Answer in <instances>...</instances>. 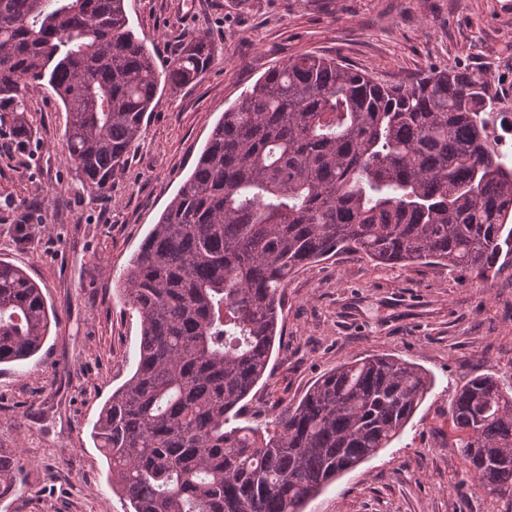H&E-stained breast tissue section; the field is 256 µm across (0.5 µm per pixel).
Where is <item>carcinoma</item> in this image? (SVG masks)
<instances>
[{
    "mask_svg": "<svg viewBox=\"0 0 512 512\" xmlns=\"http://www.w3.org/2000/svg\"><path fill=\"white\" fill-rule=\"evenodd\" d=\"M202 36L158 69L125 0H0V109L49 87L67 112V160L104 189L141 139L160 86L197 81ZM487 82L432 70L381 84L317 54L272 68L224 111L194 172L119 280L141 320L133 375L91 437L133 512H303L384 448L432 382L390 355L346 362L273 429L229 425L266 373L288 276L340 252L486 278L512 245V165L488 146ZM51 324L40 286L0 261V364H22ZM448 419L469 481L512 490V388L465 383ZM23 470L0 448V497Z\"/></svg>",
    "mask_w": 512,
    "mask_h": 512,
    "instance_id": "obj_1",
    "label": "carcinoma"
}]
</instances>
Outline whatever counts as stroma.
I'll return each mask as SVG.
<instances>
[{"label":"stroma","instance_id":"stroma-1","mask_svg":"<svg viewBox=\"0 0 512 512\" xmlns=\"http://www.w3.org/2000/svg\"><path fill=\"white\" fill-rule=\"evenodd\" d=\"M129 25L165 66L197 35L217 47L191 84L158 92L111 185L85 187L66 161V112L43 89L0 119V260L25 270L56 319L41 351L0 365V446L24 470L0 512H131L90 432L133 373L141 332L117 282L193 171L225 109L275 66L306 53L387 83L465 67L512 108V0H125ZM19 123L36 136L18 148ZM26 228H19L22 216ZM281 344L236 424L271 422L325 373L388 354L433 386L386 448L327 485L304 512H512V492L471 487L448 402L475 376L512 385V254L487 280L342 253L290 275Z\"/></svg>","mask_w":512,"mask_h":512}]
</instances>
